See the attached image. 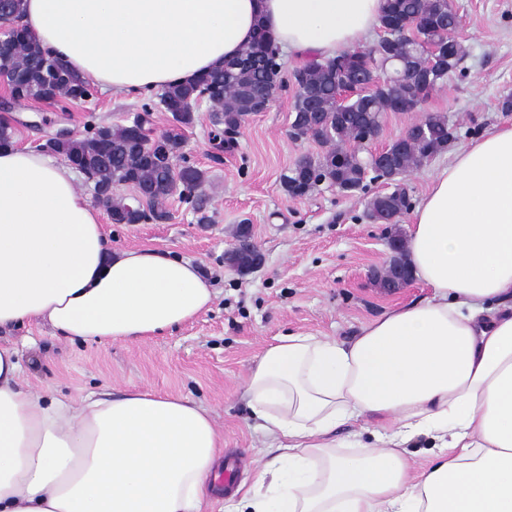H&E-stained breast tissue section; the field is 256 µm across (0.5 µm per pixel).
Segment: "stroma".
Masks as SVG:
<instances>
[{
  "mask_svg": "<svg viewBox=\"0 0 512 512\" xmlns=\"http://www.w3.org/2000/svg\"><path fill=\"white\" fill-rule=\"evenodd\" d=\"M460 19L455 37L464 51L457 73L433 92L416 112H388L368 149L396 140L422 115L447 118L462 148L496 127L512 124L501 102L512 96V0H453ZM293 87L278 90L267 111L254 113L238 130L231 149L210 142L211 107L195 109L182 131L184 156L206 173L203 192L212 223H197L191 208L170 198L162 222L105 223L116 249H155L195 262L210 280V310L193 321L143 341L83 343L54 335L36 320L0 333V342L22 343L25 387L43 400L84 390L113 395L138 387L182 396L206 407L224 436L225 453L249 459L239 477L240 491L252 483L254 468L266 461L265 440L241 397L250 369L275 337L313 333L351 340L362 324L393 308L418 301L428 290L410 281L382 292L369 276L390 261L388 241L406 233V224H376L366 216L370 197L391 192L383 181L347 194L324 183L305 198H292L280 176L301 158L321 153L314 140L290 136ZM20 147L35 148L60 130L84 136L89 120L125 124L140 112V97L97 92L86 102L60 108L35 101L10 102L0 82V104ZM263 264L245 274L226 269L224 253L236 241L242 220Z\"/></svg>",
  "mask_w": 512,
  "mask_h": 512,
  "instance_id": "obj_1",
  "label": "stroma"
}]
</instances>
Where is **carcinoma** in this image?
Listing matches in <instances>:
<instances>
[{
    "mask_svg": "<svg viewBox=\"0 0 512 512\" xmlns=\"http://www.w3.org/2000/svg\"><path fill=\"white\" fill-rule=\"evenodd\" d=\"M453 11L450 0H386L381 23L394 25L391 57L403 74L401 79L384 78L383 60L365 49H347L327 60L313 59L294 73V80L311 89L314 96L295 93L291 136L296 140L311 138L324 151L282 173L280 184L288 196L307 197L323 182L347 193L365 189L369 155L363 154L357 124L377 132L383 113L417 111L423 100L410 84L411 75L430 72V94L458 69L463 58L461 45L454 40V31H446L440 24L441 18ZM450 39L454 47L447 59L432 61L424 54L425 47ZM274 56L271 39L259 26L252 42L224 67L196 82L165 87L158 96V105L171 113L173 125L160 134L161 148H149L138 140L137 131L151 132L149 103L131 123L91 124L84 137L52 139L46 148L67 161L82 164L95 177L93 186L111 187L94 194V199L114 224L165 220L168 215L161 205L174 195L192 207L198 223L208 224L211 216L202 194L205 172L182 155L180 130L192 125L196 102L204 96L212 104L213 127L229 135L238 131L254 114L260 93L281 86ZM5 76L15 101L74 102L95 93L91 84L62 61L45 55L29 35L15 42ZM454 139L447 118L429 114L410 126L407 140L388 146L392 166L380 176L394 180L406 175L447 151ZM122 185L136 190L149 188L152 193L139 205L133 196L116 194L115 188ZM408 209L409 200L402 188L375 195L367 202L369 217L386 224L398 223ZM395 269L412 277L402 248L393 253L384 274Z\"/></svg>",
    "mask_w": 512,
    "mask_h": 512,
    "instance_id": "carcinoma-1",
    "label": "carcinoma"
}]
</instances>
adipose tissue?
I'll list each match as a JSON object with an SVG mask.
<instances>
[{"mask_svg": "<svg viewBox=\"0 0 512 512\" xmlns=\"http://www.w3.org/2000/svg\"><path fill=\"white\" fill-rule=\"evenodd\" d=\"M384 0H24L45 51L115 95L189 83L264 26L291 55L361 44ZM429 294L348 342L277 337L243 387L273 458L225 512H512V125L456 151L408 226ZM197 265L115 250L73 169L0 148V329L44 319L82 341L153 336L208 310ZM0 344V512H204L224 439L188 399L134 388L48 401ZM387 419L371 439L338 428ZM427 439L413 470L406 447Z\"/></svg>", "mask_w": 512, "mask_h": 512, "instance_id": "1", "label": "adipose tissue"}]
</instances>
